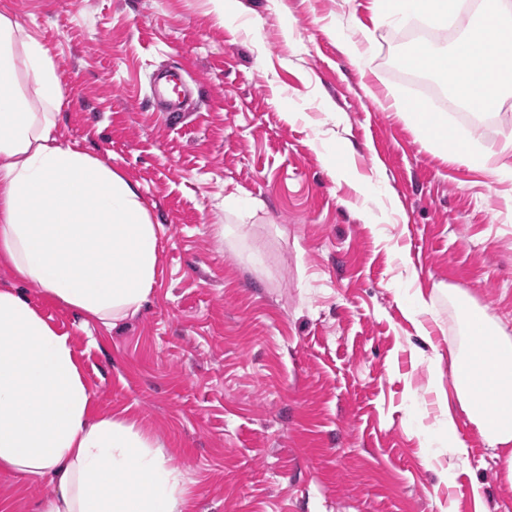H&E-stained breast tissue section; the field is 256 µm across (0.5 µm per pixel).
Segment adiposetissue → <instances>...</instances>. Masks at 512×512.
<instances>
[{"instance_id": "adipose-tissue-1", "label": "adipose tissue", "mask_w": 512, "mask_h": 512, "mask_svg": "<svg viewBox=\"0 0 512 512\" xmlns=\"http://www.w3.org/2000/svg\"><path fill=\"white\" fill-rule=\"evenodd\" d=\"M381 17L447 24L458 0H376ZM512 6L484 0L449 53L405 57L443 77L465 104L496 108L512 91ZM63 101L48 48L0 13V263L83 322L135 315L156 282L159 225L138 188L88 153L58 144ZM450 344L452 390L436 387L451 457L468 453L449 403L512 463V337L486 308L461 310ZM69 337L16 289L0 287V469L47 479V512H180L186 488L163 448L135 424L92 418Z\"/></svg>"}]
</instances>
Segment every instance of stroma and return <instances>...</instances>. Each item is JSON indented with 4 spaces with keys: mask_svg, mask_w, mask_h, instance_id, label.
Wrapping results in <instances>:
<instances>
[{
    "mask_svg": "<svg viewBox=\"0 0 512 512\" xmlns=\"http://www.w3.org/2000/svg\"><path fill=\"white\" fill-rule=\"evenodd\" d=\"M0 0L50 50L56 137L130 182L163 230L135 316L82 323L14 283L69 336L92 417L134 420L190 489L184 512H512V482L465 414L436 439L429 365L475 302L512 335V178L436 151L390 106L417 22L373 0ZM365 41L361 63L342 51ZM179 64L193 105L154 109ZM499 151L512 96L447 113ZM343 166L332 178L329 166ZM223 225L216 237L214 225ZM433 294L424 341L404 303ZM449 467L447 482L437 472ZM43 479L0 471V512H44Z\"/></svg>",
    "mask_w": 512,
    "mask_h": 512,
    "instance_id": "obj_1",
    "label": "stroma"
}]
</instances>
